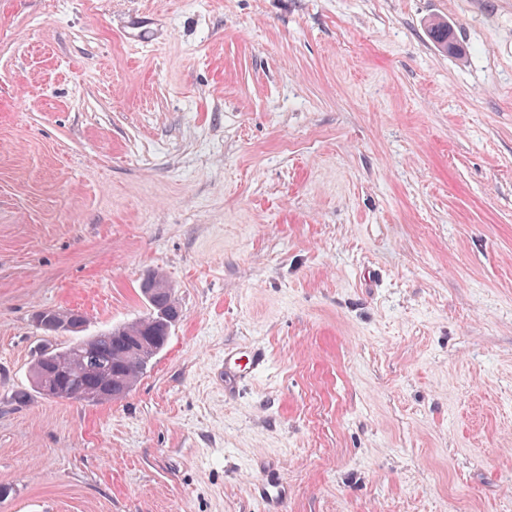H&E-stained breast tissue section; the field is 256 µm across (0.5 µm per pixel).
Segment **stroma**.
Returning <instances> with one entry per match:
<instances>
[{
    "instance_id": "35a3bbf8",
    "label": "stroma",
    "mask_w": 512,
    "mask_h": 512,
    "mask_svg": "<svg viewBox=\"0 0 512 512\" xmlns=\"http://www.w3.org/2000/svg\"><path fill=\"white\" fill-rule=\"evenodd\" d=\"M150 271L129 394L11 401L36 311ZM270 459L285 512H512V0H0V512H264ZM429 35L432 41L441 49L445 48L448 51V43H454L458 46H461L454 38L453 33L448 26V22L444 20L433 21L429 25ZM461 51L449 54L456 55L457 57H461L464 55L465 50L463 46L460 47ZM267 366L268 359L260 348L228 347L224 349V365L218 368V376L224 378V391L235 394L241 384ZM252 488L263 502L266 512H282L288 500V486L276 469H266L261 478L253 481Z\"/></svg>"
}]
</instances>
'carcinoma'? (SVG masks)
I'll return each instance as SVG.
<instances>
[{"instance_id": "cac0c4a2", "label": "carcinoma", "mask_w": 512, "mask_h": 512, "mask_svg": "<svg viewBox=\"0 0 512 512\" xmlns=\"http://www.w3.org/2000/svg\"><path fill=\"white\" fill-rule=\"evenodd\" d=\"M429 35L440 48L455 42L444 20L429 25ZM143 280L153 281L155 294L147 299L148 313L132 323L114 326L94 336L76 338L64 347L50 340L35 351L32 360V383L36 393L54 387L60 399L87 403L115 399L112 387L130 391L147 372L152 359L165 347L173 322L162 314L176 306L173 288L159 274L149 272Z\"/></svg>"}]
</instances>
